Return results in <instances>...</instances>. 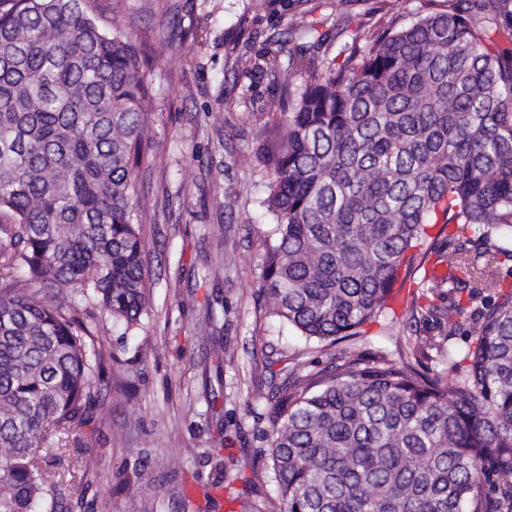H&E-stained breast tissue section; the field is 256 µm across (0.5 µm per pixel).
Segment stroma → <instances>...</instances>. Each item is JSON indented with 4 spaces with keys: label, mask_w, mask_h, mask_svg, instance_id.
<instances>
[{
    "label": "stroma",
    "mask_w": 512,
    "mask_h": 512,
    "mask_svg": "<svg viewBox=\"0 0 512 512\" xmlns=\"http://www.w3.org/2000/svg\"><path fill=\"white\" fill-rule=\"evenodd\" d=\"M422 2L356 0L343 19L325 0H97L101 21L138 47L170 45L153 69L139 172L151 306L138 329L100 338L117 362L93 423L50 468L64 490L57 512H280L265 363L306 374L339 351L271 317L260 290L263 148L283 114L269 106L279 87L246 61L289 30L404 23ZM406 307L399 299L396 318L370 326L365 349L392 356L411 339Z\"/></svg>",
    "instance_id": "obj_1"
}]
</instances>
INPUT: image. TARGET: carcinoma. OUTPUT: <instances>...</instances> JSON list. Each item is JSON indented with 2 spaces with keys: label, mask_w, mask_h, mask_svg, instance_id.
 Here are the masks:
<instances>
[{
  "label": "carcinoma",
  "mask_w": 512,
  "mask_h": 512,
  "mask_svg": "<svg viewBox=\"0 0 512 512\" xmlns=\"http://www.w3.org/2000/svg\"><path fill=\"white\" fill-rule=\"evenodd\" d=\"M94 0H0V512H42L59 484L49 438L93 420L105 323L148 314L137 169L150 61L103 28ZM512 0H445L398 30L290 32L288 65L251 69L293 109L263 157L269 314L335 346L367 335L415 280L430 229L457 274L414 321L452 336L476 300L466 351L428 338L392 359L340 362L273 385L268 436L284 512H512ZM323 51L311 67L309 50ZM26 272L25 283L13 279ZM434 349L456 374H430Z\"/></svg>",
  "instance_id": "obj_1"
}]
</instances>
